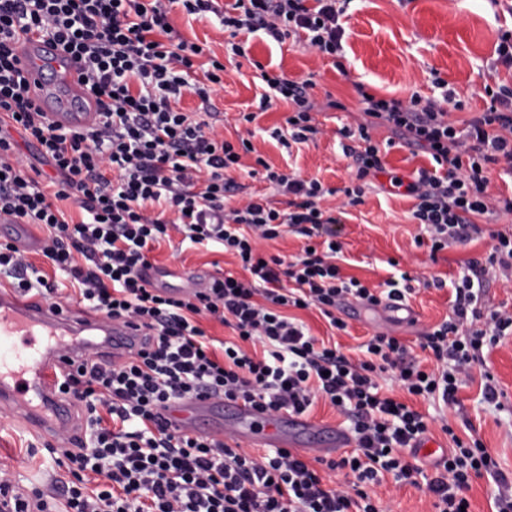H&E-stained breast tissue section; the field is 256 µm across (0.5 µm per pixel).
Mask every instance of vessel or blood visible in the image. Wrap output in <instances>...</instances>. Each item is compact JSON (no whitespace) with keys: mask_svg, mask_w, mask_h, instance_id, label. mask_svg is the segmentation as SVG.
Listing matches in <instances>:
<instances>
[{"mask_svg":"<svg viewBox=\"0 0 512 512\" xmlns=\"http://www.w3.org/2000/svg\"><path fill=\"white\" fill-rule=\"evenodd\" d=\"M19 67L32 96L53 123L64 128L97 123V106L79 81L76 63L63 59L56 44L45 39L28 42ZM0 336L16 340L11 361H0V409L14 411L49 433L72 424V407L56 395L55 388L59 374L79 364L88 348L87 337H103L96 350L112 357L127 354L139 342L138 330L124 321L24 300L8 289H0ZM224 410L232 413L236 436L253 446L293 450L308 443L317 452L331 453L354 445L341 428L316 424L294 412L271 416L241 401L196 398L175 408L183 421Z\"/></svg>","mask_w":512,"mask_h":512,"instance_id":"vessel-or-blood-1","label":"vessel or blood"}]
</instances>
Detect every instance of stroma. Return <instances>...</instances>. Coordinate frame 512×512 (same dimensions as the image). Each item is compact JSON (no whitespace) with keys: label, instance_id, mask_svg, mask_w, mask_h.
<instances>
[{"label":"stroma","instance_id":"35a3bbf8","mask_svg":"<svg viewBox=\"0 0 512 512\" xmlns=\"http://www.w3.org/2000/svg\"><path fill=\"white\" fill-rule=\"evenodd\" d=\"M512 12V0H351L346 25L344 64L346 73H339L329 56L298 46L278 47L253 38L247 55L240 61L229 60L224 50L228 35L215 22L188 18L181 4H173L170 17L174 25L190 40L206 43L211 55L225 63L224 86L213 95L220 112L216 132L230 142L239 135L249 134L254 147L243 155L244 168L234 178L241 192L226 197V208L238 207L243 195L257 191L268 197L272 206L285 209V199L270 184L249 177L248 168L256 158L283 171H296L305 178H316L325 185L340 188L350 178L349 158L340 145V128L354 124L357 96L351 82L363 81L370 93L384 98H407L412 92L430 96L436 94L435 79L447 81L454 90L461 109L452 111L451 118L464 121L484 111L489 102L485 86H512V71L499 68L491 71L501 18ZM281 70L292 80L314 78L313 93L317 100L333 97L343 103V110H328L318 116L325 132L315 143L287 148L271 138L274 128L284 126L290 111L281 101L274 102L255 123L246 125L238 120L240 112L255 110L261 92L255 79L254 62ZM341 197H329L321 206L340 218L342 240L347 259L342 271L368 285L381 284L389 276V260L400 263L401 270L421 277L457 276L462 262L485 256L491 248L489 237L471 244L452 247L430 260L427 247H419L414 237L420 231L412 219L413 202L409 197L383 192L371 185L361 205L342 208ZM156 267L169 269L163 286L182 287L180 272L195 271L211 276L224 271L239 272L235 258L206 245L186 246L178 233L161 241L151 254ZM449 289L417 288L409 300L418 313L413 326L388 327L362 317L347 318L346 331L331 332L318 310L289 309V316L300 319L312 335L320 339L335 338L343 352L360 358L359 346L369 336L386 332L407 345L425 370L432 371L437 362L430 351L422 350V333L441 322L449 313ZM483 364L474 366L471 377L458 392L460 408L431 403L407 395L392 381H383L395 398L408 402L430 420V431L441 437V424H449L462 439L477 438L495 457L504 472H512V335L502 338L499 346L483 353ZM491 374L504 394V410H495L482 401L480 383L483 374ZM47 435L26 421L0 414V467L13 474L18 490L27 493L32 488L49 483L55 471L45 448ZM373 503L382 512H435L432 496L411 487H397L392 479L370 487Z\"/></svg>","mask_w":512,"mask_h":512}]
</instances>
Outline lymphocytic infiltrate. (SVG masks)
Returning <instances> with one entry per match:
<instances>
[{
    "label": "lymphocytic infiltrate",
    "instance_id": "lymphocytic-infiltrate-1",
    "mask_svg": "<svg viewBox=\"0 0 512 512\" xmlns=\"http://www.w3.org/2000/svg\"><path fill=\"white\" fill-rule=\"evenodd\" d=\"M181 2L195 20H218L237 57L247 54L243 33L277 45L292 38L335 58L344 53L342 19L350 0ZM35 38L56 41L81 62V80L98 106L95 126L54 125L31 98L17 62L24 43ZM203 53L172 26L163 0H0V212L44 231L42 254L74 280L79 306L147 329L127 356H90L64 374L56 391L81 408L90 435L64 433L48 445L65 471L59 488H35L25 497L0 469V512H379L367 488L387 475L400 486L425 487L436 512H462L472 477L487 476L499 489L494 512H512V476L479 439L451 436L447 459L431 475L410 461L428 419L381 396L379 384L387 377L409 395L458 406L461 376L512 330V311L484 303L492 273L512 282V234L492 233L489 253L467 260L451 283L433 278L434 287L450 285L453 294L449 319L421 344L441 362L438 371L423 372L407 347L383 332L364 343L358 362L319 344L285 308H316L330 328L343 331L347 324L335 314L339 300L403 301L413 292L412 278L399 272L377 290L343 275L340 221L322 210L327 190L319 180L268 165L264 178L287 196L286 209L257 194L225 209L251 144L216 138L211 95L223 83L224 65L213 57L197 72L194 60ZM255 69L258 112L277 100L292 107L285 129L272 132L278 141H315L317 114L342 107L332 99L318 103L313 78L291 80L260 63ZM434 85L440 97L414 92L402 100L353 81L360 117L340 131L352 160L342 189L347 205L361 204L367 181L387 175L390 193L413 199L412 217L423 228L415 243L433 254L481 237V220L512 215V196L488 194L492 169L512 177V87L486 88L488 107L460 130L450 119L453 91L440 79ZM187 92L198 97L197 112L176 109ZM258 112L241 119L253 123ZM380 126L412 155H426L429 166L408 178L388 169L372 137ZM21 141L53 168V195L40 185L41 170L17 158ZM68 199L78 203L80 221L61 209ZM172 227L191 243L208 242L238 257L247 279L227 272L183 294L151 286L144 275L152 266L148 254ZM287 227L306 240L321 239V250L262 260L258 243ZM32 269L16 245L0 248V274L12 278L16 292L56 297V284L43 275L30 278ZM202 315L239 338L222 357L209 351ZM247 341L262 344V358L244 350ZM207 394L271 416L305 414L318 399L328 400L351 422L355 447L324 465L350 470L349 490L329 486L287 450L256 458L164 414L173 403Z\"/></svg>",
    "mask_w": 512,
    "mask_h": 512
}]
</instances>
